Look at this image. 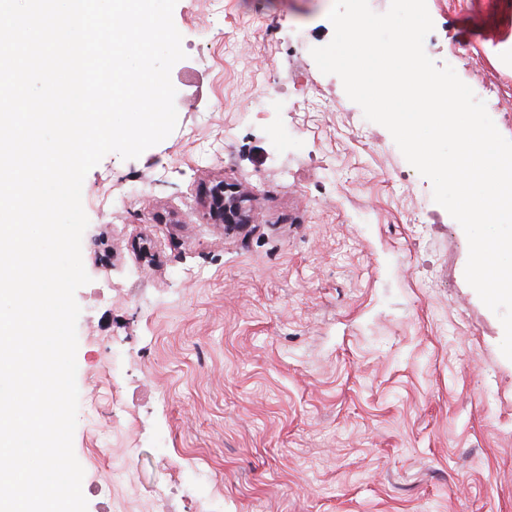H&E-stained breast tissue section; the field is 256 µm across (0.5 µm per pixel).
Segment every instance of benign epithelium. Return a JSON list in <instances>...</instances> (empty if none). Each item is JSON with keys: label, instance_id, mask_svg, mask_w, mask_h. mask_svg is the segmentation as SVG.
Here are the masks:
<instances>
[{"label": "benign epithelium", "instance_id": "7a95c632", "mask_svg": "<svg viewBox=\"0 0 512 512\" xmlns=\"http://www.w3.org/2000/svg\"><path fill=\"white\" fill-rule=\"evenodd\" d=\"M200 201L209 224H222L231 231L255 223L250 192L236 183L211 180L202 184Z\"/></svg>", "mask_w": 512, "mask_h": 512}]
</instances>
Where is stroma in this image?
Returning <instances> with one entry per match:
<instances>
[{"label": "stroma", "instance_id": "1", "mask_svg": "<svg viewBox=\"0 0 512 512\" xmlns=\"http://www.w3.org/2000/svg\"><path fill=\"white\" fill-rule=\"evenodd\" d=\"M332 4L178 0L176 128L84 179L87 512H193L201 496L214 512H512L503 326L431 181L312 58ZM426 4V54L458 56L476 96L497 84L487 111L512 140V0ZM281 70L305 93L282 85L255 113ZM217 177L253 195L255 224L206 223ZM113 470L130 482L107 485Z\"/></svg>", "mask_w": 512, "mask_h": 512}]
</instances>
